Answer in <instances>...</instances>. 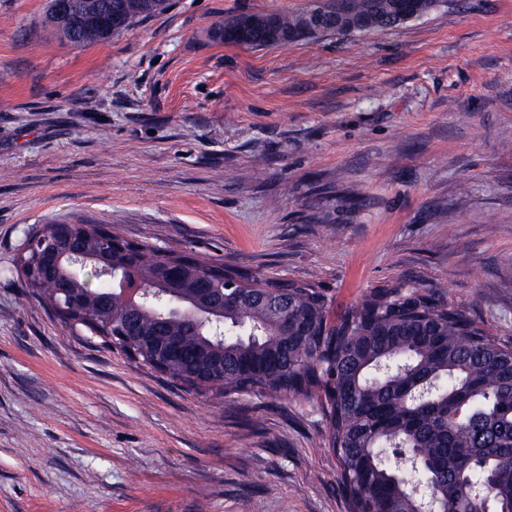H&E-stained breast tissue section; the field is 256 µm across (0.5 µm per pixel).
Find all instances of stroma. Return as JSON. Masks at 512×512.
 <instances>
[{
	"instance_id": "1",
	"label": "stroma",
	"mask_w": 512,
	"mask_h": 512,
	"mask_svg": "<svg viewBox=\"0 0 512 512\" xmlns=\"http://www.w3.org/2000/svg\"><path fill=\"white\" fill-rule=\"evenodd\" d=\"M48 3L0 0V512H346L310 404L185 387L60 323L16 259L89 220L335 312L438 290L512 342V0L263 49L212 31L314 0H167L91 45Z\"/></svg>"
}]
</instances>
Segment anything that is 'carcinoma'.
Instances as JSON below:
<instances>
[{
  "label": "carcinoma",
  "instance_id": "carcinoma-1",
  "mask_svg": "<svg viewBox=\"0 0 512 512\" xmlns=\"http://www.w3.org/2000/svg\"><path fill=\"white\" fill-rule=\"evenodd\" d=\"M75 25L61 26L53 9L48 21L67 40L82 45L106 41L135 19L163 11L166 0H77ZM373 32L396 27L392 0H332L307 12L272 14L281 41L322 33L349 34L336 23L337 11ZM264 16L224 20L214 36L249 48L271 45ZM92 238L105 232L126 249L134 244L108 227L84 225ZM142 272L163 263L202 272L216 281L248 288L252 279L222 265L143 245ZM17 270L30 294L55 308L52 285L19 256ZM284 299L282 317L257 299L240 298L224 311V383L219 394L258 392L292 396L314 404L325 420L328 447L340 468L341 490L349 512H416L405 469L388 452L419 460L416 477L432 484L439 499L457 512H512V344L490 335L463 306L445 303L434 291L417 287L382 288L334 315L329 299L312 284L266 280ZM85 312L79 323L111 343L112 318ZM211 314L192 320L201 329L176 325L181 354L169 359L167 376L185 382L187 361L213 343L218 330Z\"/></svg>",
  "mask_w": 512,
  "mask_h": 512
}]
</instances>
